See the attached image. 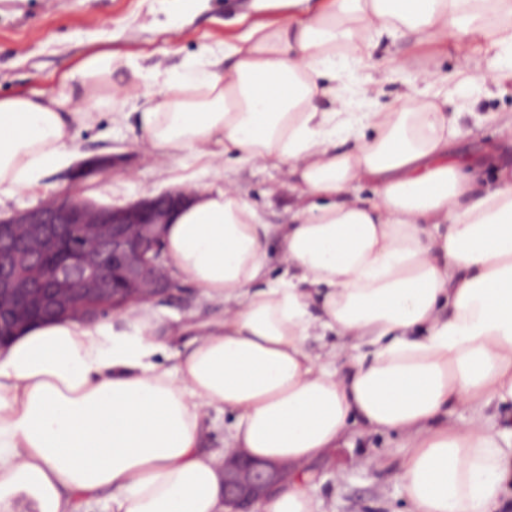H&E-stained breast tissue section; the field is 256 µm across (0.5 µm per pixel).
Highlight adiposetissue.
<instances>
[{
    "mask_svg": "<svg viewBox=\"0 0 512 512\" xmlns=\"http://www.w3.org/2000/svg\"><path fill=\"white\" fill-rule=\"evenodd\" d=\"M287 2L301 15L178 69L99 53L58 92L0 97V204L38 191L68 165L75 127L102 111L122 120L150 83L161 93L141 122L153 147L215 171L287 166L304 200L275 228L212 184L173 214V273L224 313L169 364L146 302L117 324L58 319L0 347V512H80L102 494L107 512H227L224 463L239 453L292 471L258 512H320L305 466L358 432L409 437L399 477L414 512L504 507L512 447L486 411L512 404V167L482 186V162L453 151L445 110L449 92L474 94L483 79L433 70L393 106L377 83L357 99L342 78L374 39L456 31L512 80V0ZM123 67L131 80L113 83ZM330 333L335 347L308 351ZM460 401L464 428L448 420ZM209 410L236 415L219 453L199 446Z\"/></svg>",
    "mask_w": 512,
    "mask_h": 512,
    "instance_id": "adipose-tissue-1",
    "label": "adipose tissue"
}]
</instances>
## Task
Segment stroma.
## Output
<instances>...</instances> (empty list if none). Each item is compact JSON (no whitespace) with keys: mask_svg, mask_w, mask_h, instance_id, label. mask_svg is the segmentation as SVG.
I'll list each match as a JSON object with an SVG mask.
<instances>
[{"mask_svg":"<svg viewBox=\"0 0 512 512\" xmlns=\"http://www.w3.org/2000/svg\"><path fill=\"white\" fill-rule=\"evenodd\" d=\"M287 9H256L254 0H193L181 21H172L162 0H0V96L56 92L70 68L85 57L110 51L143 67L178 68L196 59L224 37L243 34L258 23L284 21ZM471 52L458 33L438 41L411 36L381 38L374 59L390 62L384 82L388 101L409 86L424 88L423 71L437 62L441 73L456 69ZM461 134L455 148L480 157L495 146V164L512 166V136L503 133L498 116L512 113V82L492 86L467 109L449 97ZM112 155L111 169L97 177L72 181L69 168L48 173L38 193L21 192L0 208L1 216L34 208L71 193L100 205L124 206L171 190L173 177L189 175L188 191L231 180L259 212L264 223L284 224L300 205L287 169L257 162L230 163L224 174L203 172L195 163L146 143L140 114L127 111L121 123L108 116L79 129L73 162ZM164 326L222 315L223 306L206 302L192 283L174 276L169 288L152 301ZM406 438L399 433L356 435L309 466L310 493L323 512H413L399 479Z\"/></svg>","mask_w":512,"mask_h":512,"instance_id":"1","label":"stroma"}]
</instances>
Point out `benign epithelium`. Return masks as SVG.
<instances>
[{"label": "benign epithelium", "instance_id": "obj_1", "mask_svg": "<svg viewBox=\"0 0 512 512\" xmlns=\"http://www.w3.org/2000/svg\"><path fill=\"white\" fill-rule=\"evenodd\" d=\"M186 200L170 191L112 207L66 195L0 219V343L38 321L90 322L162 294L165 226ZM284 476L283 468L232 457L224 502L230 512H247Z\"/></svg>", "mask_w": 512, "mask_h": 512}]
</instances>
